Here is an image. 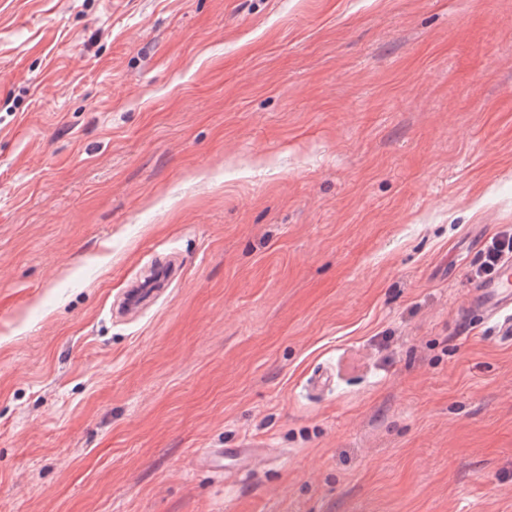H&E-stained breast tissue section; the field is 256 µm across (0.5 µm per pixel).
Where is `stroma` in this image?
Listing matches in <instances>:
<instances>
[{
	"label": "stroma",
	"mask_w": 512,
	"mask_h": 512,
	"mask_svg": "<svg viewBox=\"0 0 512 512\" xmlns=\"http://www.w3.org/2000/svg\"><path fill=\"white\" fill-rule=\"evenodd\" d=\"M509 228L512 0H0V512H512ZM512 254V234L501 233L491 238L484 251L478 275L492 274L502 258ZM473 304L497 321L500 339L512 341V258L504 259L494 275L483 281L472 295Z\"/></svg>",
	"instance_id": "1"
}]
</instances>
